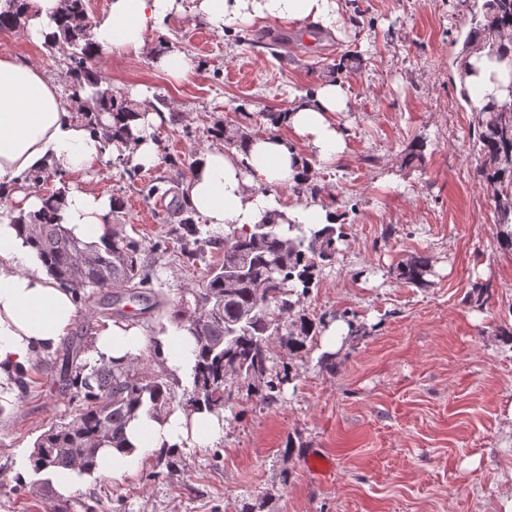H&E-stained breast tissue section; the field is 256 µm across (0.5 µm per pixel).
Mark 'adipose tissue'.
<instances>
[{
    "label": "adipose tissue",
    "mask_w": 512,
    "mask_h": 512,
    "mask_svg": "<svg viewBox=\"0 0 512 512\" xmlns=\"http://www.w3.org/2000/svg\"><path fill=\"white\" fill-rule=\"evenodd\" d=\"M183 0H110L101 16L91 18L95 48L119 61L138 56L152 33L182 13ZM59 0H0V13L24 7L25 33L37 45L54 44L64 51L55 21ZM336 0H193V12L216 32L274 19L285 25L335 28L339 18ZM465 87L479 104L512 96V66L495 61L479 73L462 67ZM95 92L86 85L73 102H63L57 79L48 77L35 63L0 56V202L14 214L40 210L44 179L56 171L80 172L92 168L102 156L128 159L145 169L161 162L151 133L167 115L155 111L148 90H132L138 102L135 114H119L112 121L124 127V140L104 142L101 131L76 119ZM347 86L326 81L298 95L278 124L283 135L249 138L240 149L225 151L216 143L199 151L184 186V201L195 216L216 231L228 226L257 224L284 217L293 224H339L343 217L309 197L283 206L269 187L294 185L312 179L313 160L335 161L343 149L336 126L337 113L348 109ZM117 207L109 196L87 188H74L60 201L56 217L77 238L95 243L105 235ZM76 315L74 292L49 276L37 251L26 243L19 227L0 217V405L16 401L18 381L35 361L53 351L66 336ZM159 350L171 375L189 372L195 345L186 330L174 327L148 338L146 330L126 322L101 329L92 355L126 362L146 350ZM224 434V418L202 410H178L161 422L138 414L126 429L127 449L112 445L100 450L97 469L120 475L158 452H174L186 445L207 447Z\"/></svg>",
    "instance_id": "ef3b65f1"
}]
</instances>
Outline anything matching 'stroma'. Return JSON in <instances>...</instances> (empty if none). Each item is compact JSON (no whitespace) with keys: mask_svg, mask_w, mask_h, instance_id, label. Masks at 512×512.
Returning a JSON list of instances; mask_svg holds the SVG:
<instances>
[{"mask_svg":"<svg viewBox=\"0 0 512 512\" xmlns=\"http://www.w3.org/2000/svg\"><path fill=\"white\" fill-rule=\"evenodd\" d=\"M486 0H339L344 27H284L273 19L240 34H217L192 11L155 34L149 52L121 61L98 55L91 69L115 91L144 85L165 99L169 121L155 128L162 162L125 173L112 157L46 182L45 193L72 186L110 195L112 221L155 246L152 288L164 301L144 326L167 330L170 312L208 268L224 258L211 244L192 261L168 231L179 223L182 186L196 152L224 128L231 148L276 132L273 114L294 96L336 76L349 106L337 113L344 148L321 164L314 184L343 217L334 264L318 272L299 311L316 328L298 355L278 360L290 382L277 405L240 389L224 411V437L179 451L178 472L156 478L149 457L132 472L100 473L67 499L68 512H507L512 507V250L497 235L504 221L494 196L512 183L478 175L475 145L483 119L461 95L468 50L494 39L481 19ZM196 62L198 77L174 83L152 60L159 49ZM0 55L69 69L68 55L31 43L23 29L0 30ZM160 191L147 196L144 185ZM157 216L146 227V212ZM417 257L421 284L398 276ZM354 320L357 335L345 334ZM108 320L76 306L58 352L81 345L86 363ZM29 388L0 410V512H48L54 493L20 466L51 428L85 404L37 360ZM332 459L316 480L307 457Z\"/></svg>","mask_w":512,"mask_h":512,"instance_id":"1","label":"stroma"}]
</instances>
